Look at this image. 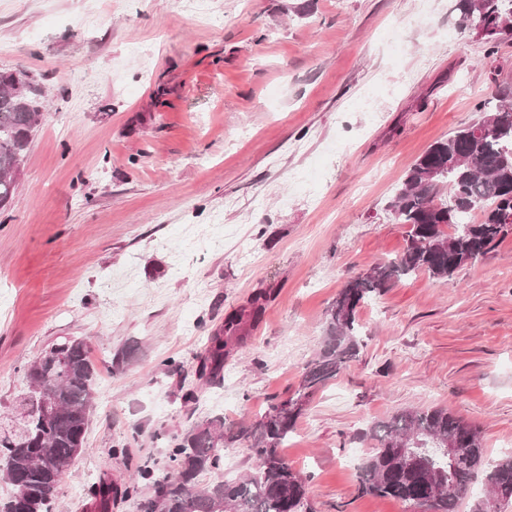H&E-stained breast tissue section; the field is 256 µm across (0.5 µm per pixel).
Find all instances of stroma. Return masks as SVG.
<instances>
[{
    "label": "stroma",
    "mask_w": 512,
    "mask_h": 512,
    "mask_svg": "<svg viewBox=\"0 0 512 512\" xmlns=\"http://www.w3.org/2000/svg\"><path fill=\"white\" fill-rule=\"evenodd\" d=\"M455 0H0V70L46 105L0 211V420L64 337L98 369L81 453L54 512H84L92 474H166L172 439L220 415L256 421L292 396L345 282L404 249L387 203L434 142L512 87L457 33ZM150 50L129 55L131 45ZM223 215L218 248L184 234ZM266 294L224 381L196 373L224 320ZM358 357L317 391L283 449L314 512H419L358 491L359 434L412 407L480 428L486 463L512 441V230L445 284L395 281L357 313ZM126 358L120 366L112 360ZM198 403H184L186 390Z\"/></svg>",
    "instance_id": "1"
}]
</instances>
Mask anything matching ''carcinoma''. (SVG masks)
<instances>
[{"label":"carcinoma","mask_w":512,"mask_h":512,"mask_svg":"<svg viewBox=\"0 0 512 512\" xmlns=\"http://www.w3.org/2000/svg\"><path fill=\"white\" fill-rule=\"evenodd\" d=\"M460 28L490 29L483 37L487 57L498 50L512 29V0H456ZM498 104L481 122L455 131L432 144L409 168L388 208L394 219L410 227L407 246L398 257L376 264L349 279L327 310L320 348L306 365L295 394L270 404L261 419L224 428L213 416L175 436L168 451L173 473L158 475L148 467L139 477L151 485L142 495L139 484H118L110 478L92 483L88 496L93 512H112L117 502L133 501L140 512H312L306 482L282 454L310 398L359 354L356 333L358 308L391 284L417 271L448 281L464 264L489 253L507 232L512 218V89L496 95ZM43 109L34 85L17 88L0 72V209L12 202L16 174ZM50 351L62 360H39L30 366L31 389L14 424L0 432V473L12 485L29 490L25 512H52L61 479L83 448L97 380V369L80 339L66 338ZM199 374L211 383L224 380V340L211 338L200 360ZM57 412L45 418L35 410L42 396ZM359 438L376 441L365 459L358 491L393 498L421 512H456L479 473L486 492L473 512H498L512 501V454L484 467L480 431L446 408L406 409L386 421L373 423ZM251 442L258 469L219 480L205 488L198 477L220 467L224 444ZM409 440L413 455L401 451ZM452 441L454 464L442 455Z\"/></svg>","instance_id":"cac0c4a2"}]
</instances>
